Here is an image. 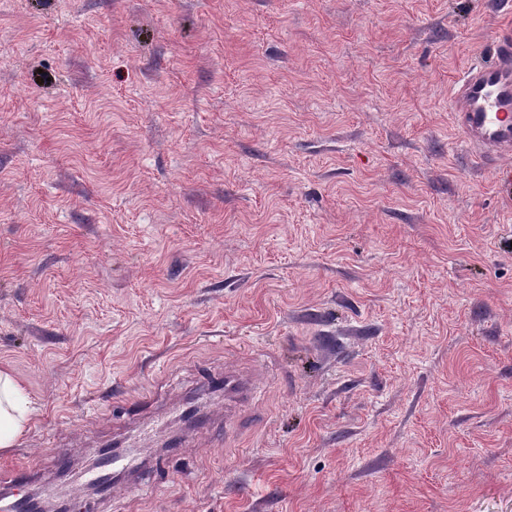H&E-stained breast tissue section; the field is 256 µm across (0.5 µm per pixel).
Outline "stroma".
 Returning a JSON list of instances; mask_svg holds the SVG:
<instances>
[{"instance_id": "1", "label": "stroma", "mask_w": 512, "mask_h": 512, "mask_svg": "<svg viewBox=\"0 0 512 512\" xmlns=\"http://www.w3.org/2000/svg\"><path fill=\"white\" fill-rule=\"evenodd\" d=\"M512 0H0L8 462L87 512H512ZM249 371L225 407L211 379ZM155 431L87 497L85 460ZM456 112L463 138L484 158L512 153V33L502 30L488 59L468 68L454 86ZM31 402L15 375L0 369V448H13L26 434Z\"/></svg>"}]
</instances>
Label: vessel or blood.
<instances>
[{
	"label": "vessel or blood",
	"instance_id": "obj_1",
	"mask_svg": "<svg viewBox=\"0 0 512 512\" xmlns=\"http://www.w3.org/2000/svg\"><path fill=\"white\" fill-rule=\"evenodd\" d=\"M451 106L464 139L484 158L512 154V32L501 31L488 59L468 68Z\"/></svg>",
	"mask_w": 512,
	"mask_h": 512
}]
</instances>
